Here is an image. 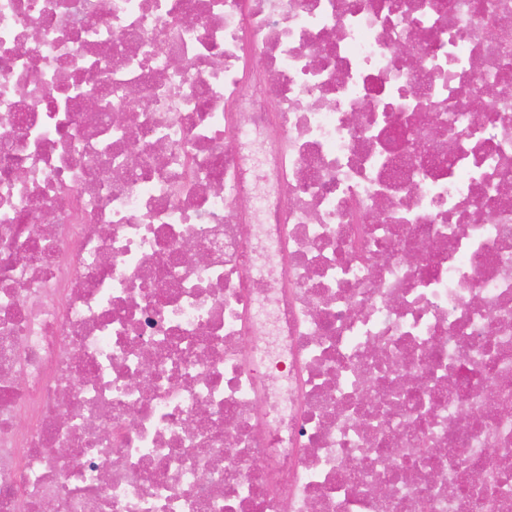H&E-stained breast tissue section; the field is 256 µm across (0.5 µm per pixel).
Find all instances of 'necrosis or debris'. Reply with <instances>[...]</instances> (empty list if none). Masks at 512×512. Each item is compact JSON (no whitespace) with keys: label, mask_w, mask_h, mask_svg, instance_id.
<instances>
[{"label":"necrosis or debris","mask_w":512,"mask_h":512,"mask_svg":"<svg viewBox=\"0 0 512 512\" xmlns=\"http://www.w3.org/2000/svg\"><path fill=\"white\" fill-rule=\"evenodd\" d=\"M50 500L512 512V0H0V512Z\"/></svg>","instance_id":"obj_1"}]
</instances>
